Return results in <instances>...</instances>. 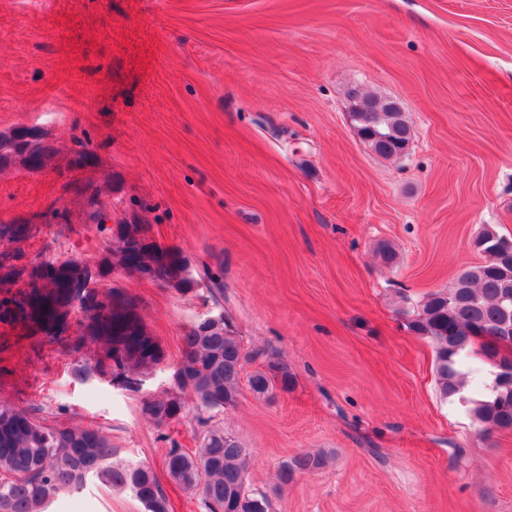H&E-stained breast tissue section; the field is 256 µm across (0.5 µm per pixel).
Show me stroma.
<instances>
[{"mask_svg": "<svg viewBox=\"0 0 512 512\" xmlns=\"http://www.w3.org/2000/svg\"><path fill=\"white\" fill-rule=\"evenodd\" d=\"M359 92L404 112V156L358 137ZM49 111L63 150L90 134L111 224L178 249L194 283L108 275L162 351L139 393L74 376L98 353L62 350L76 316L53 337L0 323V404L102 431L115 460L153 468L169 512H202L163 467L170 445L197 447L194 410L159 428L142 399L172 392L185 332L220 310L254 355L246 372L274 355L292 374L217 419L274 512H512V431L441 398L402 314L482 262V225L512 238V0H0V131ZM67 161L0 174V218L54 200L78 213L60 194ZM109 226L34 224L14 249L26 272L72 255L95 271ZM305 452L326 465L274 492ZM51 512L144 508L91 479Z\"/></svg>", "mask_w": 512, "mask_h": 512, "instance_id": "stroma-1", "label": "stroma"}]
</instances>
